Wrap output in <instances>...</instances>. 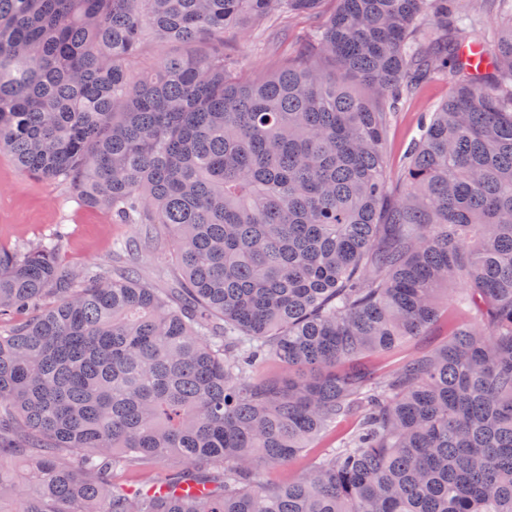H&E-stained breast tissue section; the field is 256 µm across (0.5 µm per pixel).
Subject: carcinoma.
Masks as SVG:
<instances>
[{
  "label": "carcinoma",
  "mask_w": 512,
  "mask_h": 512,
  "mask_svg": "<svg viewBox=\"0 0 512 512\" xmlns=\"http://www.w3.org/2000/svg\"><path fill=\"white\" fill-rule=\"evenodd\" d=\"M321 2L0 0V151L159 225L177 270L156 288L66 267L56 239L0 246V506L512 512V0L481 2L509 17L485 68L477 0H337L302 59L229 74L225 33ZM433 76L448 100L392 192L376 103ZM457 283L472 325L442 306ZM441 323L395 371L359 363ZM346 424L299 479L257 480ZM146 465L153 492L112 482Z\"/></svg>",
  "instance_id": "obj_1"
}]
</instances>
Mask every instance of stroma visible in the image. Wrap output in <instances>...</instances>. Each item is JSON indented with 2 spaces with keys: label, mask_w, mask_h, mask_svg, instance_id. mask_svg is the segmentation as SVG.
<instances>
[{
  "label": "stroma",
  "mask_w": 512,
  "mask_h": 512,
  "mask_svg": "<svg viewBox=\"0 0 512 512\" xmlns=\"http://www.w3.org/2000/svg\"><path fill=\"white\" fill-rule=\"evenodd\" d=\"M335 7V0H325L317 12L293 13L280 22L225 35V54L234 73L252 79L286 66L301 45L324 28ZM448 88L446 78L433 77L417 96L400 99L392 108L383 144L390 178L400 174L422 119L447 100ZM64 194L59 185L22 175L10 155L0 153V245L15 247L57 233L61 262L88 267L118 262L117 240L145 236L144 225L113 223L107 210L64 202Z\"/></svg>",
  "instance_id": "1"
}]
</instances>
